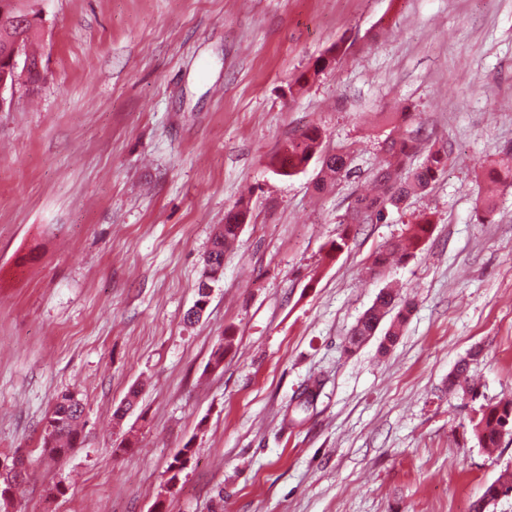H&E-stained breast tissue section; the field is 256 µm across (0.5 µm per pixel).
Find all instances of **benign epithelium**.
Masks as SVG:
<instances>
[{
  "mask_svg": "<svg viewBox=\"0 0 512 512\" xmlns=\"http://www.w3.org/2000/svg\"><path fill=\"white\" fill-rule=\"evenodd\" d=\"M0 15L8 18L9 24L0 30V112H8L14 103L19 86L29 88L44 79L43 58L30 54L27 36L33 32L45 37L40 11L33 6L18 7L16 0H0ZM219 276H205L201 280L205 298L191 308V312L202 316L209 304L213 283Z\"/></svg>",
  "mask_w": 512,
  "mask_h": 512,
  "instance_id": "benign-epithelium-1",
  "label": "benign epithelium"
}]
</instances>
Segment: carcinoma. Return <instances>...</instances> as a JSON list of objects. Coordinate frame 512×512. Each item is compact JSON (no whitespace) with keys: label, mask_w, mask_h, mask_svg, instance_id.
I'll return each mask as SVG.
<instances>
[{"label":"carcinoma","mask_w":512,"mask_h":512,"mask_svg":"<svg viewBox=\"0 0 512 512\" xmlns=\"http://www.w3.org/2000/svg\"><path fill=\"white\" fill-rule=\"evenodd\" d=\"M341 47L335 46L318 59L313 67L288 84V93L294 94V87H303L313 81L331 63L337 61ZM291 151L284 155L281 173L292 175L317 158L321 168L315 183L319 193L335 186L343 179L355 176L352 172V151L340 146L332 151L323 148V136L319 129L309 128L289 142ZM419 153L425 154L423 162L413 168L409 160ZM504 158L488 172V180L495 185H502L512 179V147L503 151ZM448 165V149L432 142L425 144L419 137V131H407L399 138H388L383 145V157L372 175V189L366 194L354 196L350 203L349 214L352 223L361 224L360 214L369 212L367 219L383 221L389 211L401 209L413 194L425 192L437 176ZM497 210V197L486 194L478 198L476 217L481 223H489ZM249 214V203L241 201L224 217V224L219 228L212 241L208 260L212 267L224 266V252L233 245L240 234V226ZM431 223L420 222L410 228L407 236L393 240L375 257L368 267L372 278L385 276L390 269L403 263L421 252L430 233ZM413 310L412 303L400 297L389 288L379 291L374 303L359 318L349 336L345 339L344 351H357L369 337L375 335L384 321H389L385 331L382 348L395 344ZM475 354L459 360L448 375V392L458 399L473 400L477 397L478 387L471 382L469 364ZM321 382L316 380L299 396L294 408L296 412H306L313 406L319 396ZM67 393L60 394L49 415L46 424L52 431L44 432L41 448L52 457L62 458L71 451L81 447L84 442L82 421L84 409L66 403ZM472 430L482 448H497L503 436L512 434V400L483 406L478 418L472 420ZM512 493V471L506 469L491 483L487 484L481 498L474 504L472 512H486V509L498 498Z\"/></svg>","instance_id":"obj_1"}]
</instances>
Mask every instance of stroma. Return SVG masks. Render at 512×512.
Masks as SVG:
<instances>
[{"label":"stroma","instance_id":"35a3bbf8","mask_svg":"<svg viewBox=\"0 0 512 512\" xmlns=\"http://www.w3.org/2000/svg\"><path fill=\"white\" fill-rule=\"evenodd\" d=\"M38 7L48 77L0 112V459L23 453L32 471L9 512H152L160 499L166 512H469L512 469V436L489 454L471 429L481 406L512 398V187L493 222L475 217L480 162L512 144V0ZM338 44V63L289 95ZM405 108L447 144L448 167L386 221L347 226L351 194L401 134L380 115ZM312 127L353 151L355 177L325 193L318 162L290 177L276 164ZM243 198L250 218L186 321ZM424 217L422 251L370 278L375 252ZM388 283L413 304L398 342L345 353ZM472 352L480 398L466 403L446 385ZM317 376L314 409L284 426ZM134 385L136 408L116 419ZM67 390L84 400L85 442L55 459L40 439Z\"/></svg>","mask_w":512,"mask_h":512}]
</instances>
